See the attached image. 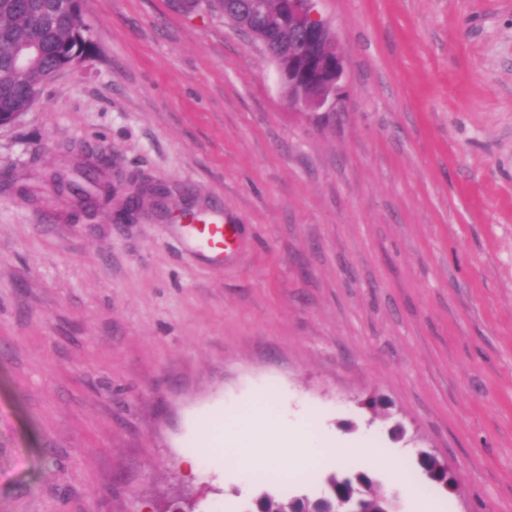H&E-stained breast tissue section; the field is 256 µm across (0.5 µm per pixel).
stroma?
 <instances>
[{"label":"stroma","instance_id":"35a3bbf8","mask_svg":"<svg viewBox=\"0 0 512 512\" xmlns=\"http://www.w3.org/2000/svg\"><path fill=\"white\" fill-rule=\"evenodd\" d=\"M316 9L335 112L208 8L81 0L90 52L0 129V512H251L339 470L400 512H512V0ZM90 162L114 193L82 206L57 183ZM188 208L238 224L223 263L182 246ZM261 390L385 462L244 484L199 437ZM429 456L433 459L435 466L434 470L429 473V477L432 479H435L436 481H441L445 484L446 487H448V490L450 491H456L457 485H456V479L451 472V470L448 468V463L445 461L440 460L436 457V455L429 452ZM418 465L420 470L422 471V474L425 476V468L421 460L418 458ZM440 477H443L441 480ZM425 478L430 482V484L437 486L440 485V483L431 480L425 476Z\"/></svg>","mask_w":512,"mask_h":512}]
</instances>
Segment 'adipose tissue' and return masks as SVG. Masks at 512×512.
Here are the masks:
<instances>
[{"instance_id":"adipose-tissue-1","label":"adipose tissue","mask_w":512,"mask_h":512,"mask_svg":"<svg viewBox=\"0 0 512 512\" xmlns=\"http://www.w3.org/2000/svg\"><path fill=\"white\" fill-rule=\"evenodd\" d=\"M276 398L259 394L247 406L243 420L229 429L224 440V460L249 478L267 482L307 479L313 476L311 464L317 454L343 461L360 456L378 462L381 451L368 441L345 448L324 442L313 423L300 428L275 426Z\"/></svg>"}]
</instances>
